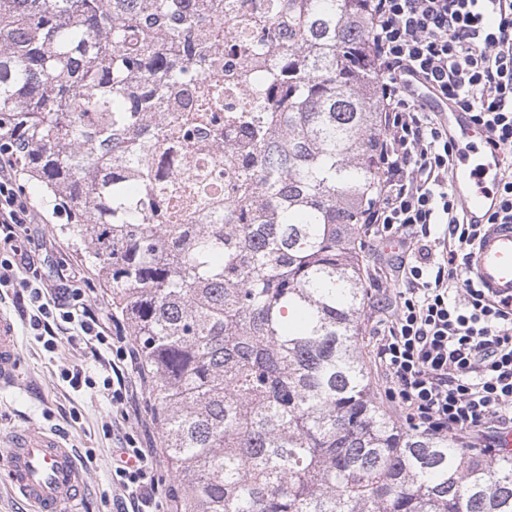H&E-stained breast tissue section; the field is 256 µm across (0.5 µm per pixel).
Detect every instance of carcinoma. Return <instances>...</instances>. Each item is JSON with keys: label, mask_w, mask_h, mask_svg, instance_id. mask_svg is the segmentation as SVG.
Listing matches in <instances>:
<instances>
[{"label": "carcinoma", "mask_w": 512, "mask_h": 512, "mask_svg": "<svg viewBox=\"0 0 512 512\" xmlns=\"http://www.w3.org/2000/svg\"><path fill=\"white\" fill-rule=\"evenodd\" d=\"M197 0H0V136L65 205L153 379L176 512H512V455L392 422L359 343L366 205L382 134L370 0H269L239 44L264 111L192 114L245 159L167 224L164 108L224 68Z\"/></svg>", "instance_id": "carcinoma-1"}]
</instances>
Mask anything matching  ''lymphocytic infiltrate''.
<instances>
[{
	"label": "lymphocytic infiltrate",
	"mask_w": 512,
	"mask_h": 512,
	"mask_svg": "<svg viewBox=\"0 0 512 512\" xmlns=\"http://www.w3.org/2000/svg\"><path fill=\"white\" fill-rule=\"evenodd\" d=\"M371 65L383 134L377 194L364 222L393 238L399 287L379 330L376 358L406 422L474 440L512 432V298H497L468 273L482 228L465 223L450 181L455 146L421 98L433 91L470 112L499 149L512 150V0H371ZM19 181L13 150L0 151V289L27 292L35 336L73 326L91 349L133 364L119 318L93 307L79 272L23 278L34 266L20 228L44 223ZM112 481L117 512H162L152 473L157 451L125 437Z\"/></svg>",
	"instance_id": "lymphocytic-infiltrate-1"
}]
</instances>
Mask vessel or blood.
<instances>
[{
	"instance_id": "b4317fda",
	"label": "vessel or blood",
	"mask_w": 512,
	"mask_h": 512,
	"mask_svg": "<svg viewBox=\"0 0 512 512\" xmlns=\"http://www.w3.org/2000/svg\"><path fill=\"white\" fill-rule=\"evenodd\" d=\"M430 105L456 146L453 187L462 200L465 219L486 225L469 256V273L496 296L512 297V224H492L499 207V170L504 153L489 141L488 132L473 124L469 113L452 102L434 99ZM18 336L12 317L0 312V388L18 384ZM7 479L33 512H81L86 474L60 434L33 424L10 439Z\"/></svg>"
}]
</instances>
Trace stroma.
<instances>
[{
  "instance_id": "obj_1",
  "label": "stroma",
  "mask_w": 512,
  "mask_h": 512,
  "mask_svg": "<svg viewBox=\"0 0 512 512\" xmlns=\"http://www.w3.org/2000/svg\"><path fill=\"white\" fill-rule=\"evenodd\" d=\"M59 216L57 224H31L27 231L40 242L53 243V257L59 261L89 270L85 253L61 235L58 224L66 223ZM89 296L100 311L112 309L111 291L91 274L87 283ZM383 314L373 301H366L361 313L363 353L371 372V384L386 415L396 424H403L401 409L388 398L385 377L375 360L376 330ZM20 387L0 389V474L6 467V451L10 437L18 429L35 423L56 431L68 439L78 459L83 460L88 476V492L82 512H116L121 491L112 483V458L118 438L128 434L153 447H160L161 433L152 409L149 393L140 387L139 374L125 370L126 382L135 389L139 413L122 419L111 397L102 386L106 376L101 360L86 348L76 332L56 339L55 351H46L42 342L19 330ZM79 369L94 381V388L73 390L61 378L67 369Z\"/></svg>"
}]
</instances>
